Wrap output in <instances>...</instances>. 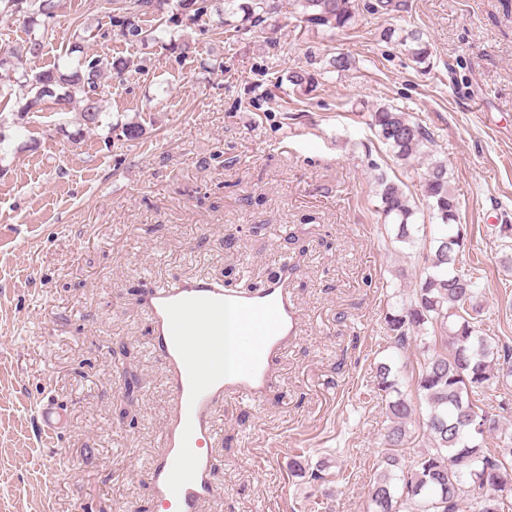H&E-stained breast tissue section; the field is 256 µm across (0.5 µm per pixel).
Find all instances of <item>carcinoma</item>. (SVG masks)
<instances>
[{
	"label": "carcinoma",
	"mask_w": 512,
	"mask_h": 512,
	"mask_svg": "<svg viewBox=\"0 0 512 512\" xmlns=\"http://www.w3.org/2000/svg\"><path fill=\"white\" fill-rule=\"evenodd\" d=\"M301 22L313 29L349 28L356 20L354 0H292ZM3 12L21 14L28 24L26 55H43L55 0H0ZM111 26L129 42L166 44L174 33L163 24L145 27L147 15L171 12V22L188 26L214 11L220 23L255 27L274 10L270 0H108ZM383 38L396 39L408 58L425 65L427 42L418 30L396 35L384 30ZM81 38L57 64L29 77L12 76V53H0V95L24 100L26 112L43 110L47 103H81V120L88 128L101 122V80L112 73L122 76L127 63L100 55L90 56ZM288 81L308 95L317 89L316 75L292 71ZM371 126L389 147L393 159L408 166L418 157L430 159L420 177L430 218L437 221L429 239V255L411 294L385 317L392 347L406 348L410 337L430 336L423 343L424 365L414 380L416 400L399 388L398 371L382 362L376 366L375 388L385 402L390 426L382 439L380 463L369 482L371 512H502L512 495V437L498 448L486 439L499 428L496 415L477 405V396L493 383L512 379V349L499 350L496 340L481 330L480 277L463 265L466 231L459 224V200L449 188L448 166L434 157V140L428 129L408 113L385 105L373 109ZM383 224L393 226L394 240L416 246L420 225L416 210L401 185L378 178ZM425 410L423 436L427 448L414 457L403 450L412 438L408 424L417 409ZM468 510H463V505Z\"/></svg>",
	"instance_id": "cac0c4a2"
}]
</instances>
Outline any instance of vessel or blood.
Segmentation results:
<instances>
[{
	"mask_svg": "<svg viewBox=\"0 0 512 512\" xmlns=\"http://www.w3.org/2000/svg\"><path fill=\"white\" fill-rule=\"evenodd\" d=\"M228 305L242 311L258 338L247 368L232 375L224 372L218 340ZM144 310L168 368L174 404L164 448L147 476L164 512H202L215 496L210 478L215 406L231 396L258 399L273 385L272 366L296 329L297 311L283 282L271 283L257 294H240L200 278L154 289L144 299ZM197 336L202 344L191 346ZM37 414L44 433H60L64 413L52 397L42 398Z\"/></svg>",
	"mask_w": 512,
	"mask_h": 512,
	"instance_id": "vessel-or-blood-1",
	"label": "vessel or blood"
}]
</instances>
